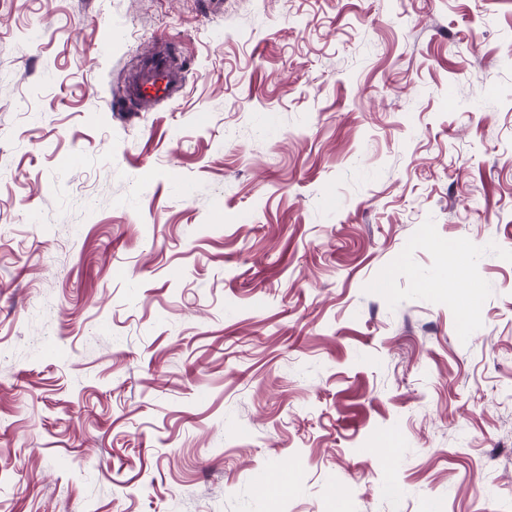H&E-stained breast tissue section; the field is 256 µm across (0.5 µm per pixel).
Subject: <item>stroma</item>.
<instances>
[{"label":"stroma","instance_id":"1","mask_svg":"<svg viewBox=\"0 0 512 512\" xmlns=\"http://www.w3.org/2000/svg\"><path fill=\"white\" fill-rule=\"evenodd\" d=\"M434 505L512 512V0H0V512ZM182 85L181 71L176 69L168 54L156 53L143 67V76L127 93L130 103L142 104L172 97Z\"/></svg>","mask_w":512,"mask_h":512}]
</instances>
